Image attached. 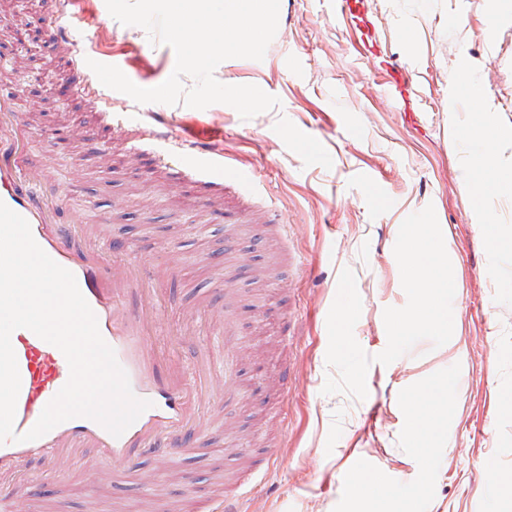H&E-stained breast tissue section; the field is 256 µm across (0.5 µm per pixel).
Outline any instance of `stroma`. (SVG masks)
Here are the masks:
<instances>
[{"instance_id": "obj_1", "label": "stroma", "mask_w": 512, "mask_h": 512, "mask_svg": "<svg viewBox=\"0 0 512 512\" xmlns=\"http://www.w3.org/2000/svg\"><path fill=\"white\" fill-rule=\"evenodd\" d=\"M358 2L368 35L342 0H282L264 59L216 68L218 81L262 87L279 107L245 121L225 104L147 103L125 108L124 137L67 94L66 57L25 36L23 24L46 28V0H14L20 17L13 31L0 30V94L19 103L25 165L42 173L43 190H68L67 208L88 230L76 246L119 239L173 267L162 284L170 331L196 316L216 349L237 356L230 400L207 411L177 470L144 458L139 479L117 480L113 464L86 448L64 478L49 480L34 461L25 512H144L151 496L155 512L178 499L185 512H206L239 464L274 446L279 454L239 512H357L348 484L356 470L397 493L423 485L424 512H512V497L486 495L512 473V407L498 399L512 391V253L488 247L464 188L468 147L450 129L479 108L450 82L464 59L494 102L493 122L512 132V19L493 22L492 0H433L424 11L406 0ZM81 8L77 38L98 48L101 63L143 88L171 75L170 46L118 22L105 0H81ZM396 67L422 99L415 118L387 93ZM146 124L176 139L211 132L226 161L249 175L246 190H225L203 212L207 189L174 181L151 154L130 160L128 139ZM272 198L287 234L253 221V209ZM429 205L454 272L451 339L437 348L422 340L390 365L372 363L366 399L323 394L339 375L326 353L341 271H352L362 300L354 337L377 355L387 346L385 308L407 303L393 253L399 227ZM209 310L232 319V337L209 330ZM447 375V443L425 463L409 438L408 394Z\"/></svg>"}]
</instances>
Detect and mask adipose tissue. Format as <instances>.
I'll return each mask as SVG.
<instances>
[{
  "label": "adipose tissue",
  "instance_id": "1",
  "mask_svg": "<svg viewBox=\"0 0 512 512\" xmlns=\"http://www.w3.org/2000/svg\"><path fill=\"white\" fill-rule=\"evenodd\" d=\"M452 83L461 94L482 106L481 111L473 113L459 136L469 147L464 171L471 205L479 220L483 221L487 218L482 203L486 188L491 185L512 187V154L506 156L500 152L501 132L491 119L487 96L473 72L465 67L458 69L452 76ZM451 389V383L444 381L411 396L412 442L424 454H431L442 446ZM350 482L355 498L362 502L386 503V512H413L414 495L395 494L366 472H353Z\"/></svg>",
  "mask_w": 512,
  "mask_h": 512
}]
</instances>
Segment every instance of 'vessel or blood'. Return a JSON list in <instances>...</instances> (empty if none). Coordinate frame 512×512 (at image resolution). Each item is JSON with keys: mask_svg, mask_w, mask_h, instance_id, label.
<instances>
[{"mask_svg": "<svg viewBox=\"0 0 512 512\" xmlns=\"http://www.w3.org/2000/svg\"><path fill=\"white\" fill-rule=\"evenodd\" d=\"M71 3L50 0L48 38L70 59L78 76L75 95L98 107L108 122L112 105L103 97L100 81L86 64L88 53L75 37L78 17ZM10 151L11 158H0V202L24 217L44 252L74 274L133 393L151 403L118 437L91 419L77 417L36 440L0 444V494L18 503L22 500V468L34 456L54 474L61 473L84 448L98 449L130 469L145 457L180 459L186 452V434L204 424L199 412L203 388L221 387L223 374L210 358H203L196 368L174 357L161 320L157 278L149 273L150 261L129 255L121 245L108 250L91 241L85 248H75L70 221L55 220L53 201L34 188L36 173L14 159L19 146L11 145ZM190 153L195 161L188 168L169 151L162 153L161 160L208 185L233 188L247 180L245 173L225 163L223 151L194 146ZM11 343L21 378L14 431L22 434L35 425L45 406L67 383L70 370L57 347L28 329L15 330Z\"/></svg>", "mask_w": 512, "mask_h": 512, "instance_id": "b4317fda", "label": "vessel or blood"}]
</instances>
